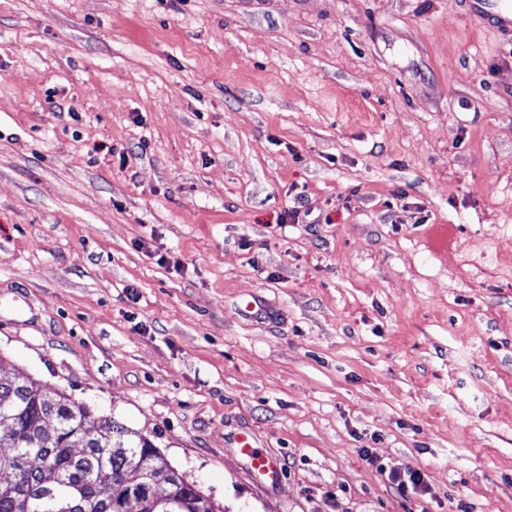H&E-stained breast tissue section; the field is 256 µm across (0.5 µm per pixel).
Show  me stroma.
I'll return each instance as SVG.
<instances>
[{"label":"stroma","instance_id":"35a3bbf8","mask_svg":"<svg viewBox=\"0 0 512 512\" xmlns=\"http://www.w3.org/2000/svg\"><path fill=\"white\" fill-rule=\"evenodd\" d=\"M473 2L0 0V372L222 512H512V29ZM234 440L251 469L267 477L271 485L277 484L282 471L279 459L263 448H258L249 434H237ZM377 472L384 477L388 486L402 496L424 493V479L419 471H411L404 474L387 468L383 463L376 465Z\"/></svg>","mask_w":512,"mask_h":512}]
</instances>
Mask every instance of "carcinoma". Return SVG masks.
<instances>
[{"mask_svg":"<svg viewBox=\"0 0 512 512\" xmlns=\"http://www.w3.org/2000/svg\"><path fill=\"white\" fill-rule=\"evenodd\" d=\"M0 475V512H222L148 439L20 374L0 376Z\"/></svg>","mask_w":512,"mask_h":512,"instance_id":"1","label":"carcinoma"}]
</instances>
